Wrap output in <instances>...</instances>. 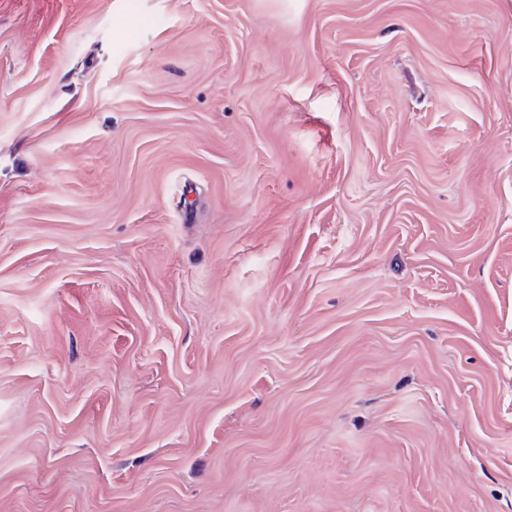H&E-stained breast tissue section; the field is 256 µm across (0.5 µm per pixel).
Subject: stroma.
<instances>
[{
	"label": "stroma",
	"mask_w": 512,
	"mask_h": 512,
	"mask_svg": "<svg viewBox=\"0 0 512 512\" xmlns=\"http://www.w3.org/2000/svg\"><path fill=\"white\" fill-rule=\"evenodd\" d=\"M0 512H512V0H0Z\"/></svg>",
	"instance_id": "obj_1"
}]
</instances>
